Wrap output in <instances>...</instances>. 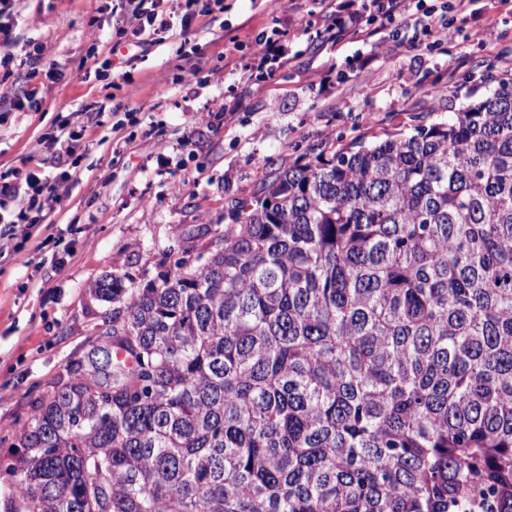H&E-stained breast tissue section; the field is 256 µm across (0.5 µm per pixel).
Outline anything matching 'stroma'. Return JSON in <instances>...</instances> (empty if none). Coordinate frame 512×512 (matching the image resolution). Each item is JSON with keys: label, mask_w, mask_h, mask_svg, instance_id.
<instances>
[{"label": "stroma", "mask_w": 512, "mask_h": 512, "mask_svg": "<svg viewBox=\"0 0 512 512\" xmlns=\"http://www.w3.org/2000/svg\"><path fill=\"white\" fill-rule=\"evenodd\" d=\"M102 2L21 0L13 20L17 59L42 42L65 76L34 79L39 111L0 116V171L35 174L59 198L29 238L0 249V432H19L42 391L99 345L109 305L92 282L160 284L223 232L230 199L251 197L269 165L448 120L493 91L489 75L512 72V0H461L445 38L381 21L337 36L336 0H223L215 21L169 32L108 83L89 57L108 52ZM261 37L278 57L245 65ZM190 67L195 80L180 83ZM434 85L448 94L429 96ZM118 107L134 113L121 129ZM84 108L98 123L63 181L40 139Z\"/></svg>", "instance_id": "obj_1"}]
</instances>
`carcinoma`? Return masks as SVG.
<instances>
[{
    "label": "carcinoma",
    "instance_id": "carcinoma-1",
    "mask_svg": "<svg viewBox=\"0 0 512 512\" xmlns=\"http://www.w3.org/2000/svg\"><path fill=\"white\" fill-rule=\"evenodd\" d=\"M228 217L161 284L92 285L133 366L41 393L7 512H512V79Z\"/></svg>",
    "mask_w": 512,
    "mask_h": 512
}]
</instances>
